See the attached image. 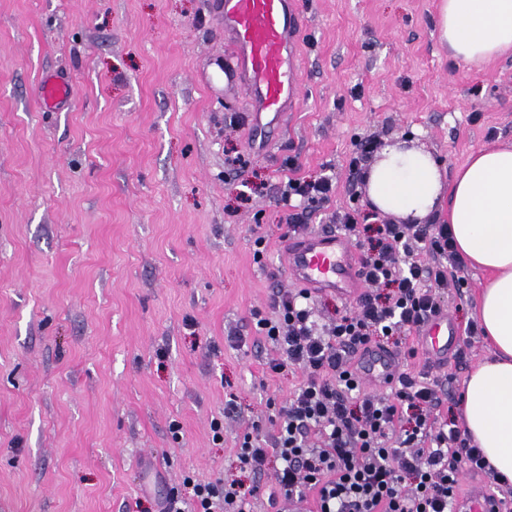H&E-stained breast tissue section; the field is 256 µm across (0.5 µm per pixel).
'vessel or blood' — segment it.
<instances>
[{
  "instance_id": "obj_1",
  "label": "vessel or blood",
  "mask_w": 512,
  "mask_h": 512,
  "mask_svg": "<svg viewBox=\"0 0 512 512\" xmlns=\"http://www.w3.org/2000/svg\"><path fill=\"white\" fill-rule=\"evenodd\" d=\"M224 33L232 59L242 75L252 107L257 137L280 128L287 112L301 99L298 82L297 41L300 10L295 0H224ZM70 97L68 86L56 76L40 85V102L55 109ZM285 264L301 287L331 292L345 301L362 295L365 282L358 256L348 238L337 231H314L296 236L285 251ZM419 347L429 365L447 361L463 339L447 310L437 311L418 332ZM396 353L375 348L357 360L360 379L379 390L395 386L400 371ZM455 512H501L497 495L486 485L466 479Z\"/></svg>"
}]
</instances>
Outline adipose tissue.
Wrapping results in <instances>:
<instances>
[{
    "mask_svg": "<svg viewBox=\"0 0 512 512\" xmlns=\"http://www.w3.org/2000/svg\"><path fill=\"white\" fill-rule=\"evenodd\" d=\"M438 31L469 66L512 55V0H439ZM365 181L372 211L404 224L432 219L447 201L458 254L486 275L472 316L490 350L464 382L461 419L490 465L512 481V145L471 154L448 181L430 153L392 142Z\"/></svg>",
    "mask_w": 512,
    "mask_h": 512,
    "instance_id": "obj_1",
    "label": "adipose tissue"
}]
</instances>
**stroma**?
Here are the masks:
<instances>
[{
	"label": "stroma",
	"instance_id": "1",
	"mask_svg": "<svg viewBox=\"0 0 512 512\" xmlns=\"http://www.w3.org/2000/svg\"><path fill=\"white\" fill-rule=\"evenodd\" d=\"M298 6L303 101L266 147L229 124L250 106L219 0H0V512H147L185 476L235 474L239 437L273 431L268 399L302 378L270 371L253 319L292 285L286 176L335 178L305 218L320 231L369 208L357 139L412 135L450 173L512 143V56L455 60L437 0ZM47 72L70 88L52 112ZM484 279L446 288L458 330ZM486 352L437 366L448 408Z\"/></svg>",
	"mask_w": 512,
	"mask_h": 512
}]
</instances>
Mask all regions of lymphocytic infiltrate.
I'll return each mask as SVG.
<instances>
[{"label":"lymphocytic infiltrate","mask_w":512,"mask_h":512,"mask_svg":"<svg viewBox=\"0 0 512 512\" xmlns=\"http://www.w3.org/2000/svg\"><path fill=\"white\" fill-rule=\"evenodd\" d=\"M333 192L328 176L288 178L278 201L290 209L289 235L307 230L301 208L328 201ZM336 225L361 249L368 290L323 328L303 288L278 289L274 317L257 316L258 335L279 352L271 371L295 368L302 379L284 402L268 400L277 417L274 433L255 423L238 441L237 467L256 483L187 477L159 512H253L265 474L277 489L269 504L310 498L315 512H452L465 470L485 474L512 496L481 450L442 419V378L427 369L403 373L389 396L378 397L355 375L361 350L410 335L441 308V288L465 268L448 225L373 224L356 207L337 213Z\"/></svg>","instance_id":"lymphocytic-infiltrate-1"}]
</instances>
